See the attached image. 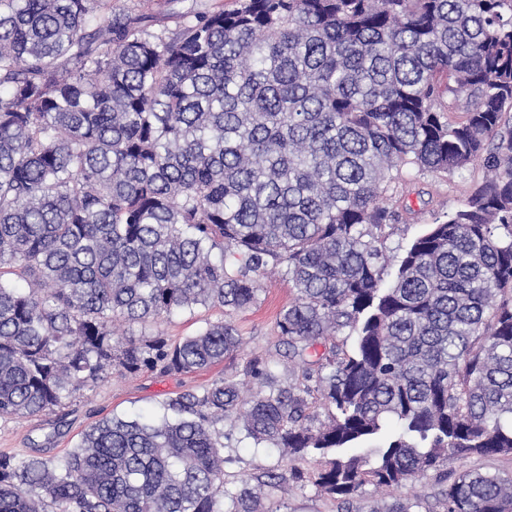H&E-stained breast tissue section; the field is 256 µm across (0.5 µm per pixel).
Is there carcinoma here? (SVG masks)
Segmentation results:
<instances>
[{
    "label": "carcinoma",
    "mask_w": 512,
    "mask_h": 512,
    "mask_svg": "<svg viewBox=\"0 0 512 512\" xmlns=\"http://www.w3.org/2000/svg\"><path fill=\"white\" fill-rule=\"evenodd\" d=\"M146 19L0 0V419L53 412L112 366L222 363L242 345L226 319L174 343L118 324L247 310L271 265L305 385L255 356L248 399L221 378L158 421L96 422L60 460L0 456V512H279L264 500L299 483L345 510L371 486L372 512H512V474L453 468L512 457V0H237L158 33ZM476 162L485 181L383 285L382 232L411 212L403 174ZM230 417L281 465L228 486ZM420 477L433 505L396 497Z\"/></svg>",
    "instance_id": "1"
}]
</instances>
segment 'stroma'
Segmentation results:
<instances>
[{
  "label": "stroma",
  "mask_w": 512,
  "mask_h": 512,
  "mask_svg": "<svg viewBox=\"0 0 512 512\" xmlns=\"http://www.w3.org/2000/svg\"><path fill=\"white\" fill-rule=\"evenodd\" d=\"M486 177L481 165H473L463 174L435 175L428 173L412 180L407 186L405 201L413 211L410 221L390 230L384 240L388 257L398 256L436 217L459 208ZM292 296L291 288L281 269L268 271L260 281L258 301L251 309L229 316L243 338L237 354L208 370L189 375L164 376L144 370L130 374L121 368L108 370L96 386L77 392L68 399L66 418L43 413L12 419H0V453L19 458L43 456L59 459L78 443L82 432L106 417L132 419L138 416L161 417L164 404L175 393L200 389L219 378L240 384L243 395H250L256 386L244 374L248 359L257 355L278 356L286 346L279 336L275 319L279 310ZM220 308L197 307L174 312L168 318L147 326H127L134 336L163 333L173 339L194 334L205 320L222 318ZM224 470L227 475L259 474L276 468L280 461L277 449L267 444H255L242 430L239 422L228 419L224 425Z\"/></svg>",
  "instance_id": "35a3bbf8"
}]
</instances>
